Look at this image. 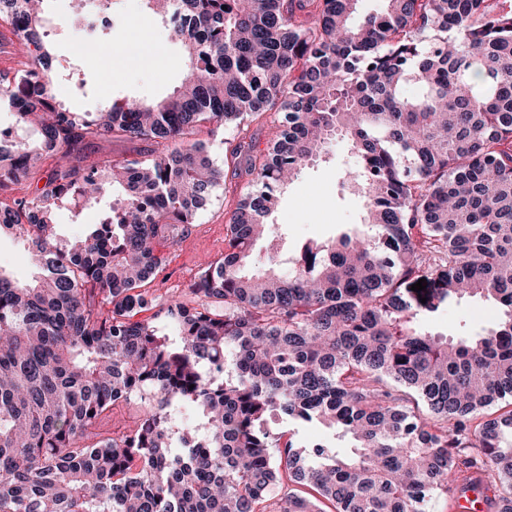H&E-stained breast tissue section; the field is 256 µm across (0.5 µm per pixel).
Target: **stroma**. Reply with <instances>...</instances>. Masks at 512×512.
<instances>
[{
  "label": "stroma",
  "instance_id": "obj_1",
  "mask_svg": "<svg viewBox=\"0 0 512 512\" xmlns=\"http://www.w3.org/2000/svg\"><path fill=\"white\" fill-rule=\"evenodd\" d=\"M74 12L73 0H45L43 7L58 95L75 110L93 112L112 98L160 100L183 81L188 65L184 47L169 38L164 23L145 9L142 0H112L113 23L96 33L98 42L112 53L108 68L90 65L78 55L83 35L67 22ZM197 137L208 141L214 160L224 170V180L189 232L177 243L161 246L165 261L146 288L165 300L190 301L187 288L201 264L223 258L225 226L247 181L245 159L234 162L229 158L234 146L232 129L214 136L204 127ZM357 163L349 144L337 140L317 161L301 169L269 217L281 228L282 238L256 242L255 256L263 257L278 247L294 257L306 242H328L344 233L365 232L362 200L339 190L344 172ZM498 318L495 305L462 300L445 308L432 326L435 332L453 337L464 328L492 327Z\"/></svg>",
  "mask_w": 512,
  "mask_h": 512
}]
</instances>
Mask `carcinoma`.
Returning a JSON list of instances; mask_svg holds the SVG:
<instances>
[{"mask_svg": "<svg viewBox=\"0 0 512 512\" xmlns=\"http://www.w3.org/2000/svg\"><path fill=\"white\" fill-rule=\"evenodd\" d=\"M144 2L187 76L159 101L78 112L57 98L35 0H0L22 57L0 70V104L37 135L0 138V191L92 139L159 145L0 202V235L32 261L26 281L0 271V512H266L286 480L317 497L290 492L276 512H431L474 483L512 512V410L484 415L512 398V4L383 0L358 21V0ZM272 111L255 157L249 126ZM228 124L248 180L224 258L189 286L197 306L160 303L142 290L158 245L223 179L196 133ZM339 138L359 159L341 190L375 234L307 245L286 275L276 249L255 260L278 194ZM116 188L119 208L58 240L57 210L99 209ZM470 298L501 307L493 327L426 328ZM120 400L147 410L96 431ZM276 419L335 442L300 445Z\"/></svg>", "mask_w": 512, "mask_h": 512, "instance_id": "carcinoma-1", "label": "carcinoma"}]
</instances>
